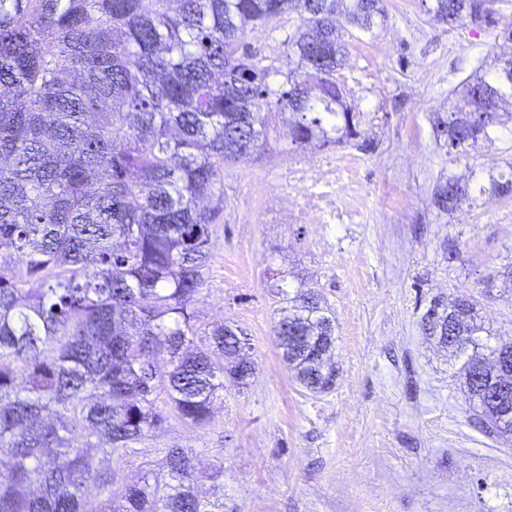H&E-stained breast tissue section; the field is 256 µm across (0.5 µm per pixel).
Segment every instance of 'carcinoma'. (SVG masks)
<instances>
[{"mask_svg": "<svg viewBox=\"0 0 512 512\" xmlns=\"http://www.w3.org/2000/svg\"><path fill=\"white\" fill-rule=\"evenodd\" d=\"M434 2L454 27L486 22L496 0ZM286 11L297 62L284 72L246 35ZM385 15L382 0H0V512H88L90 496L96 512H224L197 494L224 487L208 448H166L134 483L87 459L122 458L172 417L205 427L224 383L242 385L210 355L236 339L197 324L217 219L202 202L223 200L224 165L259 149L275 112L297 147L358 135L336 78L342 28L371 33ZM505 117L512 50L461 81L437 132L466 156ZM474 175L440 185L439 206L512 196V169L486 186ZM279 295L275 345L302 387L330 390L331 308L300 285ZM479 306L434 298L422 328L448 326L469 409L512 438V375L508 401H490L500 331Z\"/></svg>", "mask_w": 512, "mask_h": 512, "instance_id": "1", "label": "carcinoma"}]
</instances>
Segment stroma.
Returning a JSON list of instances; mask_svg holds the SVG:
<instances>
[{"mask_svg":"<svg viewBox=\"0 0 512 512\" xmlns=\"http://www.w3.org/2000/svg\"><path fill=\"white\" fill-rule=\"evenodd\" d=\"M384 5L373 33L344 34L338 78L358 137L299 148L281 126L224 168L199 318L247 334L249 385L225 387L208 426L171 420L136 455L98 456L94 467L133 482L163 449L208 448L224 460V504L237 512H512V439L482 431L420 325L433 296L466 293L487 323L512 332L496 277L512 263V200L443 213L433 197L469 166L512 165L510 121L467 156L435 130L453 89L512 27V0H497L483 26H448L428 0ZM295 27L285 14L246 41L284 71ZM299 283L336 317V381L325 393L300 386L273 342L277 289Z\"/></svg>","mask_w":512,"mask_h":512,"instance_id":"35a3bbf8","label":"stroma"}]
</instances>
